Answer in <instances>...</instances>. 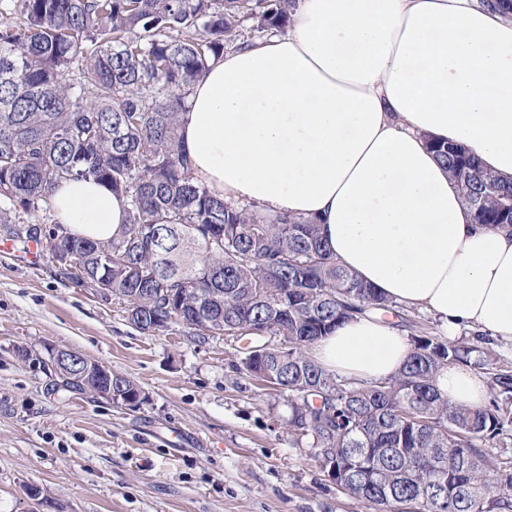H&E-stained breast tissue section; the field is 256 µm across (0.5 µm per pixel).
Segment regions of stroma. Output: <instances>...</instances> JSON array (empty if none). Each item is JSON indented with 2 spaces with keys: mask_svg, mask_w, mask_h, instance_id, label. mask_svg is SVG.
<instances>
[{
  "mask_svg": "<svg viewBox=\"0 0 512 512\" xmlns=\"http://www.w3.org/2000/svg\"><path fill=\"white\" fill-rule=\"evenodd\" d=\"M55 347L129 377L145 402L47 393ZM239 349L182 324L143 333L51 252L0 254V512H367L293 444L285 398L237 372Z\"/></svg>",
  "mask_w": 512,
  "mask_h": 512,
  "instance_id": "1",
  "label": "stroma"
}]
</instances>
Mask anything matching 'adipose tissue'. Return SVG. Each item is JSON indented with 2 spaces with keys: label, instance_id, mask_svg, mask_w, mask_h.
Here are the masks:
<instances>
[{
  "label": "adipose tissue",
  "instance_id": "1",
  "mask_svg": "<svg viewBox=\"0 0 512 512\" xmlns=\"http://www.w3.org/2000/svg\"><path fill=\"white\" fill-rule=\"evenodd\" d=\"M180 136L196 182L227 201L312 218L341 266L389 299L512 344V227L471 223L428 141L512 181V19L481 0H296L286 34L212 61ZM124 197L86 181L54 194L75 235L107 240ZM323 367L366 382L410 353L358 316L315 343ZM450 402L484 407L486 377L451 366Z\"/></svg>",
  "mask_w": 512,
  "mask_h": 512
}]
</instances>
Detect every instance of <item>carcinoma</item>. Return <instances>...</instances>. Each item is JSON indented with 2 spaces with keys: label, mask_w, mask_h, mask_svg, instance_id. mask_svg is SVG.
I'll return each instance as SVG.
<instances>
[{
  "label": "carcinoma",
  "mask_w": 512,
  "mask_h": 512,
  "mask_svg": "<svg viewBox=\"0 0 512 512\" xmlns=\"http://www.w3.org/2000/svg\"><path fill=\"white\" fill-rule=\"evenodd\" d=\"M294 0H9L0 8V235L65 250L93 286L141 319L164 315L266 346L255 361L288 398V434L323 458L332 481L373 512H512V467L485 447L512 437V368L491 350L422 328L391 379L364 382L319 365L311 346L345 321L398 308L340 267L320 225L214 196L195 182L178 128L190 89L224 51L250 43L242 22L281 31ZM429 146L474 224L509 226L512 182L492 178L453 145ZM94 182L126 197L121 234L72 235L55 221V189ZM462 365L487 375L478 410L452 405L437 375ZM50 391L137 397L122 380L82 381L64 366Z\"/></svg>",
  "instance_id": "1"
}]
</instances>
